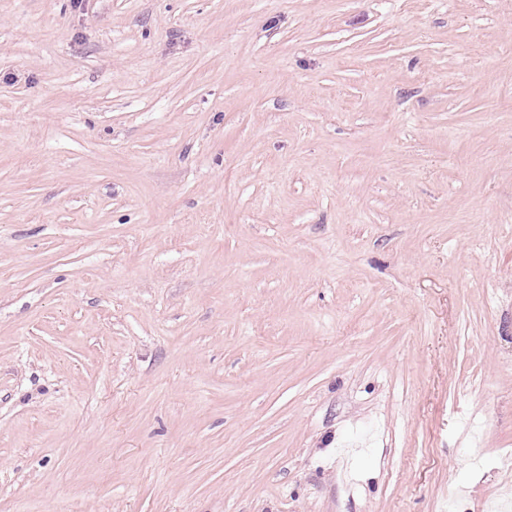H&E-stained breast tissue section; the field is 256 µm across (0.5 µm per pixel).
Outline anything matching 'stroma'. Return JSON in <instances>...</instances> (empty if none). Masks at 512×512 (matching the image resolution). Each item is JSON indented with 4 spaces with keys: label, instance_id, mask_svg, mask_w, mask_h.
Listing matches in <instances>:
<instances>
[{
    "label": "stroma",
    "instance_id": "1",
    "mask_svg": "<svg viewBox=\"0 0 512 512\" xmlns=\"http://www.w3.org/2000/svg\"><path fill=\"white\" fill-rule=\"evenodd\" d=\"M512 491V0H0V512Z\"/></svg>",
    "mask_w": 512,
    "mask_h": 512
}]
</instances>
